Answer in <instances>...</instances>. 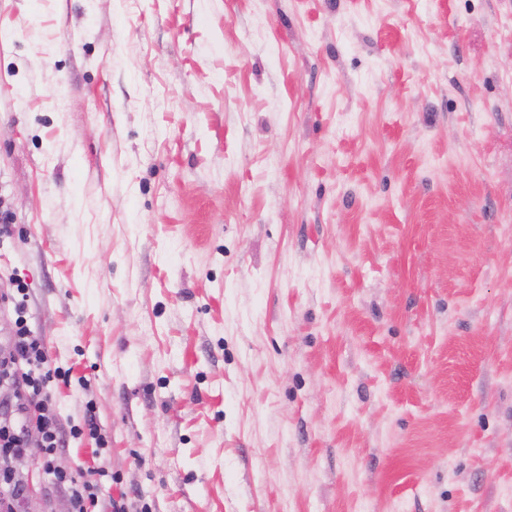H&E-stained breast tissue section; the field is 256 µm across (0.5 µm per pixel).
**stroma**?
Wrapping results in <instances>:
<instances>
[{
  "label": "stroma",
  "mask_w": 512,
  "mask_h": 512,
  "mask_svg": "<svg viewBox=\"0 0 512 512\" xmlns=\"http://www.w3.org/2000/svg\"><path fill=\"white\" fill-rule=\"evenodd\" d=\"M1 212L102 501L512 512V0H0Z\"/></svg>",
  "instance_id": "35a3bbf8"
}]
</instances>
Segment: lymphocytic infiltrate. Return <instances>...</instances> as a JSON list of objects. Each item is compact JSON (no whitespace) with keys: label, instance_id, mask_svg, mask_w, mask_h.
Wrapping results in <instances>:
<instances>
[{"label":"lymphocytic infiltrate","instance_id":"obj_1","mask_svg":"<svg viewBox=\"0 0 512 512\" xmlns=\"http://www.w3.org/2000/svg\"><path fill=\"white\" fill-rule=\"evenodd\" d=\"M0 301L13 304L17 313L13 333L6 346L0 348V378H11L16 386L13 399L0 398V459L24 455L29 437L38 436L44 469L52 471L57 485L70 492V512H97L96 484L83 473L57 469L55 458L70 437L90 435L101 448L106 447L107 441L93 414H85L67 426L58 418L53 389L70 383L71 372L53 366L44 339L29 329L23 317L24 289H2Z\"/></svg>","mask_w":512,"mask_h":512}]
</instances>
